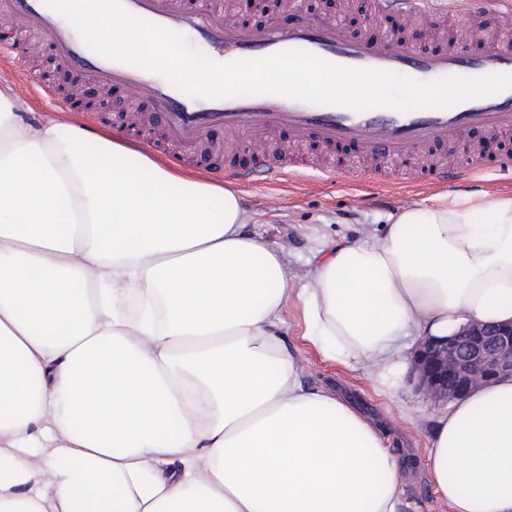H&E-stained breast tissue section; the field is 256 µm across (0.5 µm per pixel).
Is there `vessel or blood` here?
Instances as JSON below:
<instances>
[{"label":"vessel or blood","instance_id":"b4317fda","mask_svg":"<svg viewBox=\"0 0 512 512\" xmlns=\"http://www.w3.org/2000/svg\"><path fill=\"white\" fill-rule=\"evenodd\" d=\"M132 14L171 30L193 32L203 44L221 51L225 62L256 59L281 51L300 49L353 69H381L427 81L448 76L479 78L512 73V40L485 39L478 53L464 46V34L451 27L448 44L424 51L396 38L352 37L333 19L303 20L288 31L245 28L229 21L222 9L184 8L181 0H123ZM394 11L400 21L424 22L458 18L475 22L493 12L502 30L512 31V0H374L375 15ZM10 17L33 45L52 43L61 61L78 78L89 83L109 81L122 85L131 102L150 99L162 114L168 139L193 153L211 141L214 127H224L232 138L246 136L263 157L265 173L298 176L297 164L287 157H267L264 142L273 130L284 128L293 142L314 140L327 146L351 147L364 159L387 160L373 170L375 181L405 188L423 176L442 184L458 180L463 170L438 163L429 171L407 169L398 160L413 152L457 140L469 128L512 132V89L463 100L440 109L399 112L386 107L366 111L335 105L304 107L271 95L195 98L160 81L151 72L102 55H90L83 41L60 26L42 0H0V15Z\"/></svg>","mask_w":512,"mask_h":512}]
</instances>
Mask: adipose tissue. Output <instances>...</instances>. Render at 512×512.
Masks as SVG:
<instances>
[{"label":"adipose tissue","mask_w":512,"mask_h":512,"mask_svg":"<svg viewBox=\"0 0 512 512\" xmlns=\"http://www.w3.org/2000/svg\"><path fill=\"white\" fill-rule=\"evenodd\" d=\"M26 109L0 82V512H400L375 426L284 351L286 304L392 387L408 337L512 321V195L402 208L297 289L233 185ZM434 422L449 512H512V378Z\"/></svg>","instance_id":"adipose-tissue-1"}]
</instances>
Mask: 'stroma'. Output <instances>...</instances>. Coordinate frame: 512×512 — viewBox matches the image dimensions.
I'll return each instance as SVG.
<instances>
[{
  "label": "stroma",
  "mask_w": 512,
  "mask_h": 512,
  "mask_svg": "<svg viewBox=\"0 0 512 512\" xmlns=\"http://www.w3.org/2000/svg\"><path fill=\"white\" fill-rule=\"evenodd\" d=\"M2 51L9 53L14 62L0 66V80L16 86L29 102L33 116L52 112V105L31 91L28 75L36 73L43 82L54 75L58 62L55 51L46 45L30 47L13 24L0 21ZM105 96L114 102V111L80 113L82 125L123 133L134 128L147 138L159 136L156 123L141 124L126 113L122 89L107 88ZM466 137L479 147L484 157L483 168L447 187L428 181L397 195L392 189L350 173L333 182L308 173L292 185L271 179L257 181L242 191L246 230L284 247L288 275L298 287L309 281L321 244L344 238L370 240L382 233L389 216L400 208L429 205L446 193L512 194V136L473 129ZM286 319L283 344L299 361L304 385L333 392L372 421L385 447L397 457L403 476L401 512H446L429 480L426 460V447L439 406L417 390L412 375H404L398 389L389 391L365 371H352L324 359L302 335V304L297 298L289 299Z\"/></svg>",
  "instance_id": "1"
}]
</instances>
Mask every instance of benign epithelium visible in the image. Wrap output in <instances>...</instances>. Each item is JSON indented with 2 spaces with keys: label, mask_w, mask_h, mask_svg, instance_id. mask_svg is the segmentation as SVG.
<instances>
[{
  "label": "benign epithelium",
  "mask_w": 512,
  "mask_h": 512,
  "mask_svg": "<svg viewBox=\"0 0 512 512\" xmlns=\"http://www.w3.org/2000/svg\"><path fill=\"white\" fill-rule=\"evenodd\" d=\"M88 108H106L96 85L83 86ZM416 386L434 403H451L475 389L512 377V323L472 322L444 339L422 338L414 351Z\"/></svg>",
  "instance_id": "7a95c632"
}]
</instances>
